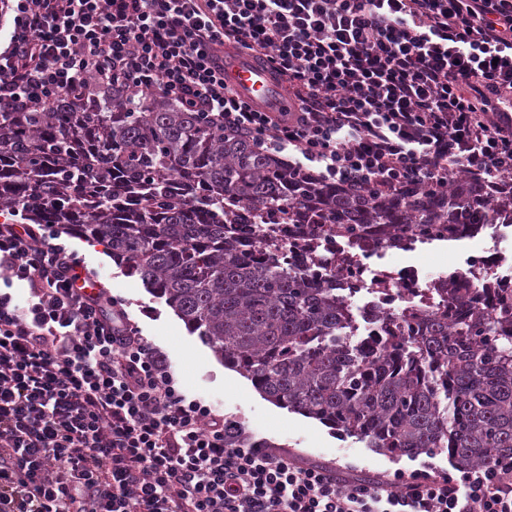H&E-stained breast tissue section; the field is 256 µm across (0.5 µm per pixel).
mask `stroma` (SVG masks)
Returning a JSON list of instances; mask_svg holds the SVG:
<instances>
[{
    "mask_svg": "<svg viewBox=\"0 0 512 512\" xmlns=\"http://www.w3.org/2000/svg\"><path fill=\"white\" fill-rule=\"evenodd\" d=\"M71 244L88 266L97 270L104 287L127 302L131 319L150 343L169 356L189 392L205 399L217 412L236 418L256 437L269 440L277 451L306 465L335 468L344 482L374 484L398 475L406 478L419 470L455 472L447 454L393 458L317 419L269 401L247 378L229 384L231 368L188 330L164 300L149 293L138 278L113 262L103 246L78 237L72 238ZM470 251L464 241L436 242L422 246L414 260L426 267L442 265L464 271Z\"/></svg>",
    "mask_w": 512,
    "mask_h": 512,
    "instance_id": "1",
    "label": "stroma"
}]
</instances>
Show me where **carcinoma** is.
Wrapping results in <instances>:
<instances>
[{
  "label": "carcinoma",
  "instance_id": "cac0c4a2",
  "mask_svg": "<svg viewBox=\"0 0 512 512\" xmlns=\"http://www.w3.org/2000/svg\"><path fill=\"white\" fill-rule=\"evenodd\" d=\"M489 181L351 191L156 98L0 112V209L104 245L267 399L393 457L446 452L466 470L512 455V288L450 280L441 308L384 317V335L353 342L330 271L285 267L261 232L246 252L228 229L240 212L354 240L380 224L397 246L512 224V183Z\"/></svg>",
  "mask_w": 512,
  "mask_h": 512
}]
</instances>
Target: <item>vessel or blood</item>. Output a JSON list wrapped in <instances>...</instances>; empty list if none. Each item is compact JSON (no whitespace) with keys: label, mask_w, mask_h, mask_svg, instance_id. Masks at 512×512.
<instances>
[{"label":"vessel or blood","mask_w":512,"mask_h":512,"mask_svg":"<svg viewBox=\"0 0 512 512\" xmlns=\"http://www.w3.org/2000/svg\"><path fill=\"white\" fill-rule=\"evenodd\" d=\"M224 80L245 98L274 112L288 108V92L268 70L242 53L225 52Z\"/></svg>","instance_id":"1"}]
</instances>
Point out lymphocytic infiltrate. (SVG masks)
Returning a JSON list of instances; mask_svg holds the SVG:
<instances>
[{
  "instance_id": "f902f5d3",
  "label": "lymphocytic infiltrate",
  "mask_w": 512,
  "mask_h": 512,
  "mask_svg": "<svg viewBox=\"0 0 512 512\" xmlns=\"http://www.w3.org/2000/svg\"><path fill=\"white\" fill-rule=\"evenodd\" d=\"M0 112L160 97L351 190L512 176V0H14ZM288 86L271 112L224 51ZM48 224L0 223V512H512V458L339 481L218 414ZM28 290L18 303L14 285Z\"/></svg>"
}]
</instances>
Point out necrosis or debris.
<instances>
[{
    "instance_id": "1",
    "label": "necrosis or debris",
    "mask_w": 512,
    "mask_h": 512,
    "mask_svg": "<svg viewBox=\"0 0 512 512\" xmlns=\"http://www.w3.org/2000/svg\"><path fill=\"white\" fill-rule=\"evenodd\" d=\"M265 232L296 266L317 261L335 268L353 337L379 335L377 313L391 314L410 306L434 309L441 304L439 289L448 280L447 269L428 272L409 263L391 264V251L378 246L383 236L379 225H369L357 242L317 231L310 224H269ZM458 237L475 244L469 259L475 278L512 288L511 258L478 239L473 225H460Z\"/></svg>"
}]
</instances>
